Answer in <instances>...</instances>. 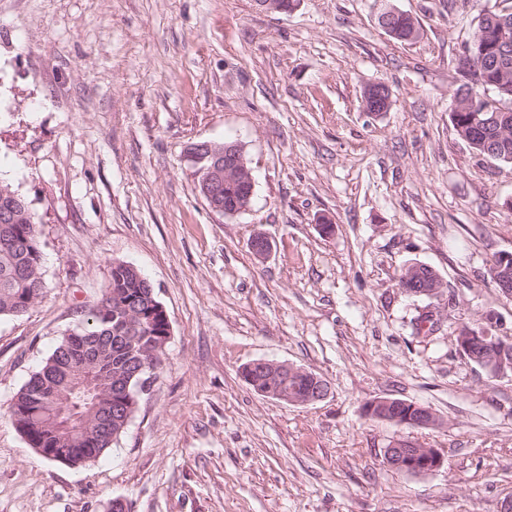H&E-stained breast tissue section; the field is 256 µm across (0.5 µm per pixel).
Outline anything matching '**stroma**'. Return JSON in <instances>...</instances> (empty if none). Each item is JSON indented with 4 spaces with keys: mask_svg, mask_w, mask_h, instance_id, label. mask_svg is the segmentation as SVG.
Here are the masks:
<instances>
[{
    "mask_svg": "<svg viewBox=\"0 0 512 512\" xmlns=\"http://www.w3.org/2000/svg\"><path fill=\"white\" fill-rule=\"evenodd\" d=\"M0 0V182L40 218L43 295L0 319V512H502L512 500V373L457 345L512 297L487 270L512 252V165L478 155L448 105L480 9L501 0ZM384 84L387 111H366ZM240 144L249 208L202 197L191 144ZM332 230L323 233L321 224ZM272 243L261 257L250 242ZM138 269L171 336L111 450L43 459L13 423L20 389L106 294L113 262ZM440 296L398 285L408 264ZM322 376L291 405L242 378L256 359ZM393 397L439 426L363 416ZM438 449L426 476L383 461L391 440ZM384 32L396 41L410 42L419 37L420 27L411 15L395 11Z\"/></svg>",
    "mask_w": 512,
    "mask_h": 512,
    "instance_id": "stroma-1",
    "label": "stroma"
}]
</instances>
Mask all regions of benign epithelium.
Returning <instances> with one entry per match:
<instances>
[{
  "mask_svg": "<svg viewBox=\"0 0 512 512\" xmlns=\"http://www.w3.org/2000/svg\"><path fill=\"white\" fill-rule=\"evenodd\" d=\"M190 161L196 166L199 186L203 187L202 195L208 206L219 213L224 207L219 203L220 190L224 181L235 180L250 186H255L252 170L248 168L241 146L237 143L200 142L191 145L188 150ZM430 268L425 263L408 265L402 275L403 289L415 295L434 296L443 288L442 279L434 278L431 282L422 279L421 271ZM130 314L135 321L141 322L146 313L158 315L165 324V336L162 342H167L170 334V324L165 307L155 301L149 303V311H142L135 301H127ZM486 325L476 329L461 326L458 329V344L460 350L467 353L481 346L496 343L488 326L494 323V316L484 319ZM247 369L257 370L261 378L246 382L260 395L293 405H310L325 399L329 392L328 382L321 376L290 363L268 359H259L247 364ZM304 380L309 383L306 390H298L290 386L293 381ZM405 411L399 417H391V412L397 411L396 400L390 397H377L367 402L363 412L369 417L386 422L397 423L408 427H430L438 424L437 415L428 407L416 402H403ZM384 460L392 469L410 475L424 476L438 471L443 465V457L435 448H425L417 442L396 439L384 450Z\"/></svg>",
  "mask_w": 512,
  "mask_h": 512,
  "instance_id": "benign-epithelium-1",
  "label": "benign epithelium"
}]
</instances>
